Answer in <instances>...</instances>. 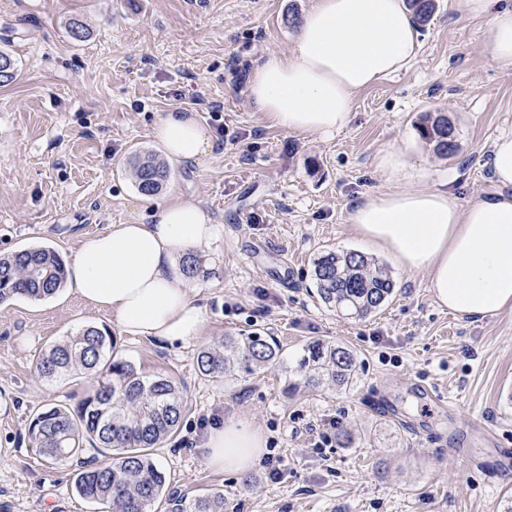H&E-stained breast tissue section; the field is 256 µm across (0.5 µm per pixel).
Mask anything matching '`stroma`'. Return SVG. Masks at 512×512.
Masks as SVG:
<instances>
[{"label": "stroma", "mask_w": 512, "mask_h": 512, "mask_svg": "<svg viewBox=\"0 0 512 512\" xmlns=\"http://www.w3.org/2000/svg\"><path fill=\"white\" fill-rule=\"evenodd\" d=\"M313 2L0 0V26L18 30L6 48L19 67L0 85V254L46 246L68 262L83 235L146 223L156 199L138 192L129 160L155 152L154 124L191 112L224 131L207 156L171 165L159 196L200 203L224 227L219 273L196 292L205 310L197 340L163 347L117 333L109 314L66 288L0 304V512H110L77 494L75 463H53L26 436L37 410L76 406L91 390L92 379L50 384L35 371L49 345L86 326L113 329L140 372L178 381L186 413L154 453L176 495L222 492L224 512H512V468L492 479L442 458L448 448L512 452V310L455 315L425 274L381 252L394 294L355 320L318 299L313 274L326 251L368 253L349 215L364 195L396 189L377 167L389 148L408 150L417 187L465 202L494 190L486 160L512 130V73L481 55L480 20L458 0H435L416 60L363 91L346 128L287 132L256 112L248 80L268 54L288 52L295 30L285 19ZM75 19L89 30L80 41L68 32ZM428 112L453 124L455 156L421 138ZM253 333L279 342L278 364L199 373L200 349ZM313 340L358 353L353 387L288 388ZM383 400L397 417L375 412ZM212 418L256 424L287 460L281 478L267 480L259 465L242 476L210 469L200 422Z\"/></svg>", "instance_id": "35a3bbf8"}]
</instances>
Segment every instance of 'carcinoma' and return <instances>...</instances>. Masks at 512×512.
Segmentation results:
<instances>
[{"instance_id": "carcinoma-1", "label": "carcinoma", "mask_w": 512, "mask_h": 512, "mask_svg": "<svg viewBox=\"0 0 512 512\" xmlns=\"http://www.w3.org/2000/svg\"><path fill=\"white\" fill-rule=\"evenodd\" d=\"M416 21L423 25L435 10V0H408ZM0 84L13 82L18 67L11 54L0 49ZM418 131L441 156L458 150L455 129L443 115L426 114ZM138 191L153 196L169 180L167 164L155 157L138 159L133 166ZM317 296L337 313L363 319L383 307L394 291L387 265L350 250L322 254L314 262ZM66 281L60 255L45 247L26 248L0 256V302L22 297L43 300L55 295ZM281 347L271 336L224 338L222 348L203 349L196 358L200 374L222 378L236 367L253 374L280 361ZM35 370L48 383L75 376L96 380L95 389L76 408L55 404L33 416L27 435L39 452L56 462H67L83 451L80 442L111 452L103 466L84 465L76 471L78 494L95 503H108L112 512H152L160 499L176 512H224V496L211 493L186 500L168 490L154 449L162 447L179 426L185 401L169 376L149 377L120 357L106 328L88 326L50 345ZM360 363L348 347L314 341L299 360V382L324 381L349 388L359 377Z\"/></svg>"}]
</instances>
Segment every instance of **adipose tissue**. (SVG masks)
<instances>
[{"mask_svg":"<svg viewBox=\"0 0 512 512\" xmlns=\"http://www.w3.org/2000/svg\"><path fill=\"white\" fill-rule=\"evenodd\" d=\"M493 2L460 0V9L484 20V57L512 72V9ZM419 50L405 0H314L292 49L269 54L255 67L249 98L288 132L330 135L349 124L359 93L407 68ZM153 136L172 163L212 149L190 112L168 113ZM488 164L496 190L464 203L447 191L409 185L406 151L389 149L378 166L403 187L364 196L350 212L360 238L409 271L426 273L438 304L464 317L512 309V131L494 140ZM223 231L199 203L159 201L149 223L113 224L84 237L68 267V285L87 305L112 315L125 335L192 343L205 314L181 262L203 254L196 278L208 280L218 269L213 247ZM203 446L210 468L243 474L261 459L266 439L251 422L232 419L211 426Z\"/></svg>","mask_w":512,"mask_h":512,"instance_id":"adipose-tissue-1","label":"adipose tissue"}]
</instances>
